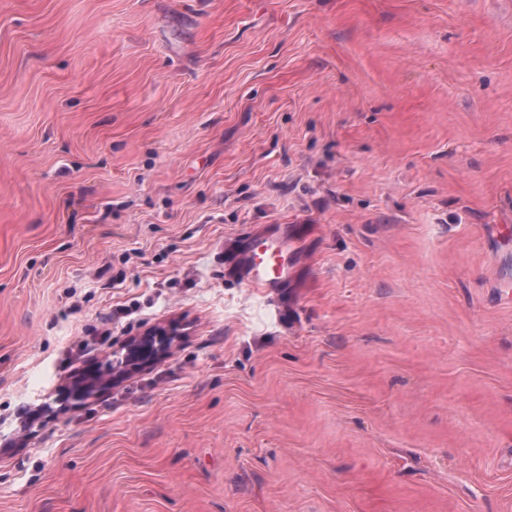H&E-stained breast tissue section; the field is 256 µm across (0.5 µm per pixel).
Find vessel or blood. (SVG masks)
I'll return each instance as SVG.
<instances>
[{"mask_svg":"<svg viewBox=\"0 0 512 512\" xmlns=\"http://www.w3.org/2000/svg\"><path fill=\"white\" fill-rule=\"evenodd\" d=\"M242 279L253 287L266 291L287 283L292 275L291 259L280 234L253 238L238 257Z\"/></svg>","mask_w":512,"mask_h":512,"instance_id":"b4317fda","label":"vessel or blood"}]
</instances>
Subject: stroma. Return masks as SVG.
<instances>
[{
  "label": "stroma",
  "instance_id": "stroma-1",
  "mask_svg": "<svg viewBox=\"0 0 512 512\" xmlns=\"http://www.w3.org/2000/svg\"><path fill=\"white\" fill-rule=\"evenodd\" d=\"M511 231L512 0H0V512H512ZM237 266L247 284L264 291L279 288L292 275L291 259L278 232L254 237L251 244L239 254ZM175 340V334L167 329L158 328L144 336L133 338L128 343L130 360L146 364L163 356Z\"/></svg>",
  "mask_w": 512,
  "mask_h": 512
}]
</instances>
